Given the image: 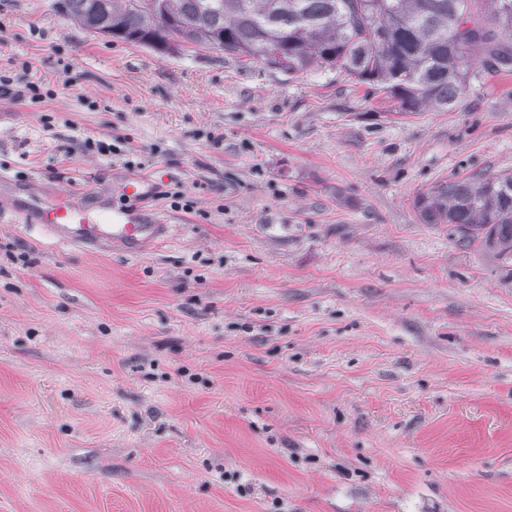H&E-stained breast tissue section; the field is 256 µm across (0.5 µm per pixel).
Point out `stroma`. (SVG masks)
Masks as SVG:
<instances>
[{
    "label": "stroma",
    "instance_id": "obj_1",
    "mask_svg": "<svg viewBox=\"0 0 512 512\" xmlns=\"http://www.w3.org/2000/svg\"><path fill=\"white\" fill-rule=\"evenodd\" d=\"M474 69L401 116L341 71L0 0V512H512V267L413 208L512 171V74ZM85 189L166 240L54 242L37 209Z\"/></svg>",
    "mask_w": 512,
    "mask_h": 512
}]
</instances>
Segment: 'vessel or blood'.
<instances>
[{"label": "vessel or blood", "instance_id": "obj_1", "mask_svg": "<svg viewBox=\"0 0 512 512\" xmlns=\"http://www.w3.org/2000/svg\"><path fill=\"white\" fill-rule=\"evenodd\" d=\"M39 221L59 243L87 249L122 247L134 255L143 253L165 232L164 225L145 223L134 208L113 211L111 224L91 223L82 196L67 192L41 209Z\"/></svg>", "mask_w": 512, "mask_h": 512}]
</instances>
